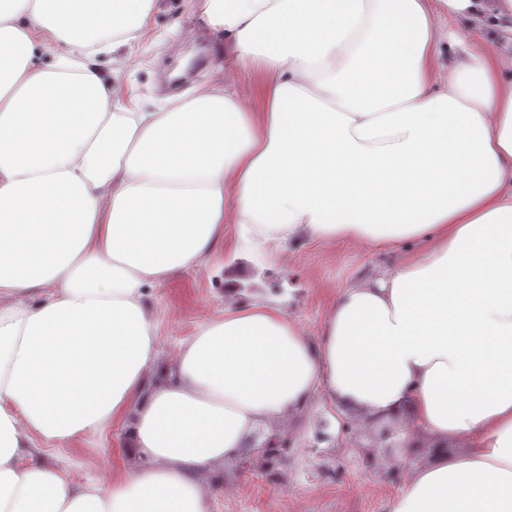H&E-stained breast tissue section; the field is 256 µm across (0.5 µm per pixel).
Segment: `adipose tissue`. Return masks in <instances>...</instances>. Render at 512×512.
I'll return each mask as SVG.
<instances>
[{
  "instance_id": "adipose-tissue-1",
  "label": "adipose tissue",
  "mask_w": 512,
  "mask_h": 512,
  "mask_svg": "<svg viewBox=\"0 0 512 512\" xmlns=\"http://www.w3.org/2000/svg\"><path fill=\"white\" fill-rule=\"evenodd\" d=\"M188 5L250 100L216 77L145 112L100 70L157 0H0V512H211L214 475L323 397L430 439L390 512H512V67L481 36L512 0ZM229 224L273 260L395 261L314 342L228 277L163 360L145 290ZM116 423L139 464L111 480L20 463Z\"/></svg>"
}]
</instances>
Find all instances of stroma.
I'll return each mask as SVG.
<instances>
[{"label": "stroma", "mask_w": 512, "mask_h": 512, "mask_svg": "<svg viewBox=\"0 0 512 512\" xmlns=\"http://www.w3.org/2000/svg\"><path fill=\"white\" fill-rule=\"evenodd\" d=\"M191 52L214 55L211 33L192 16L186 0H160L151 29L132 48L122 74L145 111L165 103L171 91L162 83L163 73ZM217 254L224 266L211 261L147 288V309L160 327L165 358H172L179 342L200 324L223 313L224 281L231 274H240L247 295L280 305L313 341L334 288L350 283L360 272L394 262L384 251L325 247L306 240L286 244L275 264L233 261L222 247ZM126 431V425L118 423L105 437L60 448V456L72 461V479L104 480L133 466V459L119 448ZM277 433L289 439L284 461L256 465L257 448H246L244 462L221 473L212 512H389L408 473L426 461L430 445L420 436L408 447H398L395 429L378 430L361 416L341 415L325 398L278 427Z\"/></svg>", "instance_id": "obj_1"}]
</instances>
